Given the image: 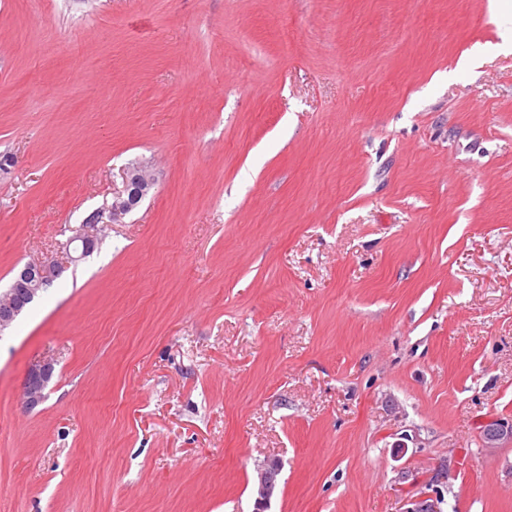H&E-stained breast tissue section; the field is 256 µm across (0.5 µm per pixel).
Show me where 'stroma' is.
<instances>
[{"label": "stroma", "mask_w": 512, "mask_h": 512, "mask_svg": "<svg viewBox=\"0 0 512 512\" xmlns=\"http://www.w3.org/2000/svg\"><path fill=\"white\" fill-rule=\"evenodd\" d=\"M512 13L0 0V281L157 182L0 332L8 512H512ZM55 363L45 401L29 369ZM448 476L436 482V469ZM123 174L122 188H118L112 193L110 207L93 212L84 224L75 229V234L70 239L69 245L73 242H80L81 257L92 253L99 244L100 232L104 227L99 224H112L119 221L122 216L134 210L156 184L148 166L144 163L135 164ZM54 364L51 360L42 361L28 371L23 387L27 407L32 408L45 399V390L54 376ZM487 423L491 425V433L484 436L486 425L481 431L482 444L486 448H499L504 440H512V420L504 418H492ZM280 463L276 460H268L257 471V497L255 499L254 512H265L275 492Z\"/></svg>", "instance_id": "stroma-1"}]
</instances>
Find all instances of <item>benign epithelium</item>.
Segmentation results:
<instances>
[{"label":"benign epithelium","instance_id":"obj_1","mask_svg":"<svg viewBox=\"0 0 512 512\" xmlns=\"http://www.w3.org/2000/svg\"><path fill=\"white\" fill-rule=\"evenodd\" d=\"M155 186V179L148 166L137 163L123 176L122 187L113 192L112 204L105 210L92 213L77 229L70 242L81 244V256L92 253L100 242L102 225L112 224L134 210L141 200ZM61 269L55 259L26 263L14 276L9 288L0 294V330L10 326L17 317L34 303L39 293L52 282ZM55 372L54 362L43 361L28 371L23 387V397L27 407L41 403L45 390ZM491 433L482 437L485 448H498L504 440H512V420L492 418ZM280 463L269 460L257 471V497L254 512H266L275 492Z\"/></svg>","mask_w":512,"mask_h":512}]
</instances>
